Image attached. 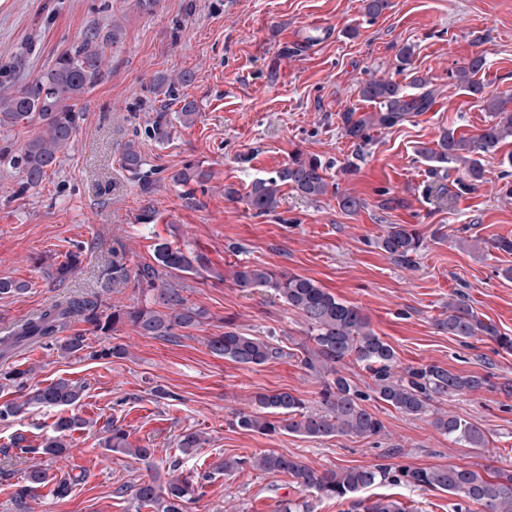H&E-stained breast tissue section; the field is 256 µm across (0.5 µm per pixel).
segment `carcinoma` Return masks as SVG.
<instances>
[{"label":"carcinoma","instance_id":"cac0c4a2","mask_svg":"<svg viewBox=\"0 0 512 512\" xmlns=\"http://www.w3.org/2000/svg\"><path fill=\"white\" fill-rule=\"evenodd\" d=\"M121 26L114 22L103 37L94 33L71 50L61 53L50 69L35 82L17 90L0 94V128L14 127L36 121L40 130L27 141L17 155L0 152V157L22 173L20 191L35 188L43 182L47 171L59 163L67 152L76 132L77 101L98 84L109 78L112 71L105 67V49L118 41ZM485 58L475 55L452 72L456 85L469 95L483 101V109L491 120L481 133L466 137L455 130H445L432 146L422 143L416 154L423 161L443 167L457 165L466 180L463 189H473L485 182L483 156L499 145L512 141V110L509 99L483 96V87L476 79L484 68ZM196 75L185 71L174 79L158 76L153 83L157 92L170 93L176 83L189 85ZM413 88L421 93H407L399 82L371 77L359 86L362 99L378 104L373 112L354 109L342 117L347 136L367 144L372 133L401 125L430 110L435 103L433 91L426 90L428 80L413 75ZM178 119L192 125L199 116L195 101L180 100ZM121 160L132 181L147 190L153 183L156 169L149 165L135 141H128ZM327 166L315 156L294 155L291 160L267 178L252 181L247 193V205L258 214H267L278 207L281 187L289 186L306 199L317 200L326 195L329 183ZM212 177L202 163L188 162L170 174L176 185L203 184ZM377 248L393 263L413 268L423 249L419 233L406 224H386L377 237ZM157 266H144L130 274L120 259L112 261V283L134 282V287L153 292V304L144 303L127 310L106 305L99 294L69 297L44 309L37 317L19 325L11 335L1 337L3 350L21 345L39 344L58 351L59 355L76 356L88 351L86 337L81 333L59 337L72 321L90 324L96 330L109 332L116 325L128 322L142 336L170 340L178 332L195 328L207 319L205 309L189 303L184 289L175 278L181 273H193L205 264L200 254L182 247L160 243L155 248ZM240 288H270L296 313L307 326L306 341L301 345L300 363L320 383L319 407L309 408L300 395L289 391L259 393L252 400V410L236 413L234 425L262 435L288 432L308 438L332 437L337 434L371 437L380 434L384 425L370 413L363 402L369 395L363 393L343 376L339 366L349 362L361 366L372 380L374 398L403 414L432 417V425L453 443H464L480 448L487 445L486 433L476 424L443 409L448 399L457 395L491 388L487 376L462 375L438 364L419 367H400L394 348L372 329L368 316L353 304L344 302L316 281L293 273L274 271L262 265H242L232 273ZM437 327L460 339L486 336L498 348L512 353V336L500 332L484 321L460 294L448 300L444 317L436 320ZM205 345L215 356L239 365H262L283 356V350L267 339L239 332L230 321L224 322V331L206 338ZM126 354L121 345L100 351H88L91 358L119 357ZM85 385L59 378L46 386H35L19 397L0 404V421H7L26 413L32 407H51L61 410L54 423L55 435L46 438L38 447L30 444L21 432L14 433L10 445L18 455L64 454L71 447V433L86 429L90 421L66 412L82 398ZM104 446L107 450L135 461L147 463L152 458L149 448H141L129 441L130 433L119 425L107 430ZM205 439L201 433L181 435L178 448L185 455L195 453ZM264 472H277L292 477L300 491L318 494L328 499L349 500L357 512H405L400 502L385 496L369 506H362L356 495L376 485L389 484L411 488L438 490L467 504L484 507L486 512H512V469L492 467H410L394 464H374L342 469H313L298 458L285 453L265 452L250 458L224 459V473H235L244 466ZM180 462L170 464L174 475L166 484L142 480L135 485L133 497L141 507L153 512H187L194 500L195 479L179 473ZM50 482V475L39 462L33 463L22 481L16 484L15 500L23 504L35 496L38 488Z\"/></svg>","mask_w":512,"mask_h":512}]
</instances>
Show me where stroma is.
<instances>
[{
    "mask_svg": "<svg viewBox=\"0 0 512 512\" xmlns=\"http://www.w3.org/2000/svg\"><path fill=\"white\" fill-rule=\"evenodd\" d=\"M116 19L123 32L105 56L112 75L79 101L75 142L59 165L24 191L18 170L0 162V280L28 284L24 293L0 298V336L65 296L100 292L121 308L144 302L132 285L109 284L108 271L116 257L133 273L154 264L160 243L204 256L205 268L182 284L209 318L171 341L138 335L126 324L105 334L71 325L93 348L123 345L121 357L62 358L33 347L0 358V373L29 369L31 385L61 377L85 384L78 410L92 422L69 453L48 463L54 481L78 472L83 481L63 498L42 487L22 505L13 499L14 485L30 461L8 453L9 438L19 429L40 443L53 435L57 412L35 408L0 422V512H138L133 495L116 496V488L150 475L165 482L177 459L183 471L209 474L189 512H280L283 501L303 498L312 512H348V502L304 496L291 477L248 467L227 475L220 468L224 458L268 451L318 470L387 462L512 466V394L499 388L512 382V355L435 325L460 292L484 320L512 335V254H478L464 245L473 236H512V195L499 177L512 142L485 155L488 181L469 191L458 185L460 170L430 174L416 154L444 130L473 136L489 123L480 100L449 77L473 55L486 59L479 74L485 96L512 94V0H387L374 19L362 0H154L148 8L140 0H0V92L34 82L85 33L107 32ZM406 45L413 50L410 69L428 77L436 102L359 146L345 134L342 115L375 111L359 96L367 75L408 86L398 60ZM184 71L196 74L175 89L198 104L189 126L180 123L177 105L152 91L156 76ZM161 115L170 131L162 141L150 133ZM132 139L163 173L146 191L121 165ZM299 152L320 158L330 185L360 199L356 214L342 211L334 195L312 201L287 186L275 212L249 209L244 196L252 181ZM189 161L204 162L211 180L173 184L170 173ZM228 187L235 197L225 195ZM387 196L397 199L395 208L382 209ZM147 209L156 219L144 224L139 216ZM388 224L420 234L415 268L395 265L375 246ZM70 253L79 261L67 275L47 263ZM239 264L311 278L361 307L402 366L436 363L489 376L491 387L447 403L486 432L487 447L451 443L430 418L404 415L375 398L365 405L384 429L372 437L270 438L232 426L233 412L250 409L256 394L288 389L313 402L319 388L296 357L305 339L302 318L273 291L238 287L231 272ZM226 319L239 332L283 346L285 357L244 367L214 356L202 339ZM114 423L134 445L152 449V466L104 448ZM189 430L206 441L187 457L178 442ZM383 496L398 499L406 512H455V497L435 490L376 486L360 494L368 502Z\"/></svg>",
    "mask_w": 512,
    "mask_h": 512,
    "instance_id": "1",
    "label": "stroma"
}]
</instances>
